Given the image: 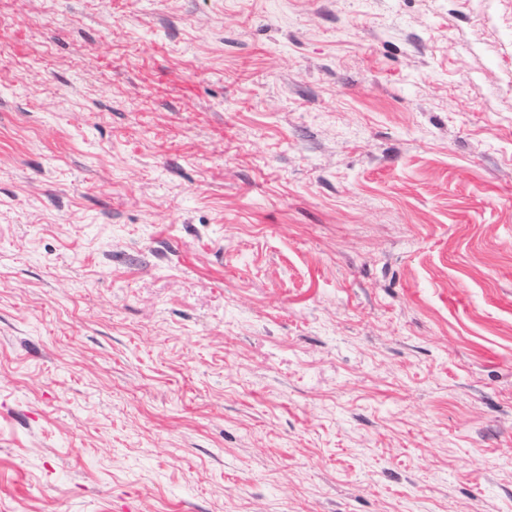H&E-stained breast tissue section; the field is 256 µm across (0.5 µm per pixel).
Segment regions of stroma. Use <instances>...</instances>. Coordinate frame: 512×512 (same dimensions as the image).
Segmentation results:
<instances>
[{
	"label": "stroma",
	"instance_id": "1",
	"mask_svg": "<svg viewBox=\"0 0 512 512\" xmlns=\"http://www.w3.org/2000/svg\"><path fill=\"white\" fill-rule=\"evenodd\" d=\"M0 512H512V0H0Z\"/></svg>",
	"mask_w": 512,
	"mask_h": 512
}]
</instances>
